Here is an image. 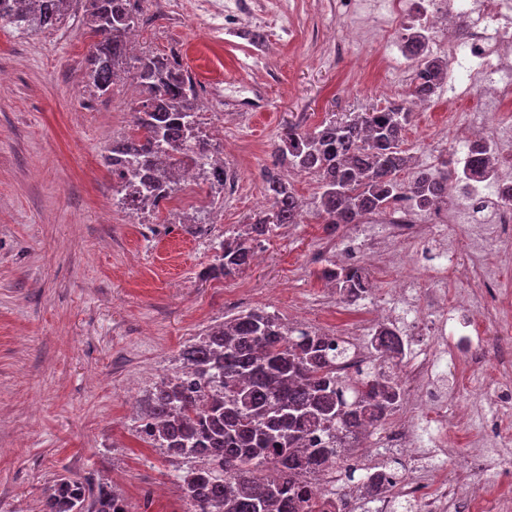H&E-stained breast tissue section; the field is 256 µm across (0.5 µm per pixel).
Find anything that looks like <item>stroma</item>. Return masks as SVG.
<instances>
[{
  "label": "stroma",
  "mask_w": 512,
  "mask_h": 512,
  "mask_svg": "<svg viewBox=\"0 0 512 512\" xmlns=\"http://www.w3.org/2000/svg\"><path fill=\"white\" fill-rule=\"evenodd\" d=\"M202 18L204 0H145L139 52L176 53L228 145L235 183L224 193L195 181L178 191L186 213L211 224H141L112 202L104 157L127 130L138 98L132 85L95 95L82 82L90 39L84 8L55 28H0V512H37L59 475L103 478L135 512H184L164 454L135 435L133 405L181 366L183 346L238 311L265 308L315 329L338 332L367 312L345 307L323 322L327 299L315 255L340 251L313 213L263 239L261 261L232 278L201 280L213 238L250 223L266 203L261 168L288 123L314 130L330 116L407 98L406 59L395 40L346 41L339 0H224ZM416 110L402 147L423 158L429 132L443 133L448 90ZM473 374L472 392L450 386ZM438 384L449 401L474 404L486 376L451 352ZM411 462L383 449L400 475L429 479L436 435L416 424Z\"/></svg>",
  "instance_id": "obj_1"
}]
</instances>
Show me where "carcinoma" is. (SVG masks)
<instances>
[{
  "label": "carcinoma",
  "instance_id": "obj_1",
  "mask_svg": "<svg viewBox=\"0 0 512 512\" xmlns=\"http://www.w3.org/2000/svg\"><path fill=\"white\" fill-rule=\"evenodd\" d=\"M71 0H0V26L26 31L55 27ZM132 0H85L93 41L84 79L100 95L110 92L126 58L127 39L138 28ZM420 33L406 45L415 63L412 96L434 99L446 70L430 55ZM140 91L132 125L112 139L105 164L132 157L131 169L154 167L142 184V206H158L177 191L184 170L182 153L204 155L212 144L201 137L197 86L176 54H144L134 60ZM410 109L392 103L381 109L323 121L313 131L295 125L281 135L271 164L261 176L269 206L242 232L224 236L212 264L199 277L228 278L242 272L262 238L282 224H299L302 200L282 177V169L318 178L316 216L331 231L358 224L408 192L426 208L448 197L455 171L415 168L407 186L398 181L411 156L401 148ZM198 173L213 188H224V164L214 160ZM318 277L349 299L371 288L365 272L331 264ZM376 362L354 377L334 375L350 355L348 343L307 326L288 325L278 313L250 309L212 327L186 345L180 356L200 382L191 390L179 373L163 378L148 394L137 435L153 448H177L189 464L179 481L186 512H319L320 495L306 474L334 458L350 483L372 485L351 462L344 439L380 425L399 403V365L407 350L399 337L378 333L370 341ZM266 472L259 480L255 473ZM125 500L109 482L58 477L41 501L42 512H124Z\"/></svg>",
  "mask_w": 512,
  "mask_h": 512
}]
</instances>
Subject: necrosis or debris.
<instances>
[{"instance_id":"necrosis-or-debris-1","label":"necrosis or debris","mask_w":512,"mask_h":512,"mask_svg":"<svg viewBox=\"0 0 512 512\" xmlns=\"http://www.w3.org/2000/svg\"><path fill=\"white\" fill-rule=\"evenodd\" d=\"M387 16H414L427 39H434L439 19L452 23L453 33L439 41L436 54L448 65V127L450 141L430 143V168L451 160L461 175L450 185L446 201L418 210L410 195L387 209L348 225L346 236L355 266L368 265L395 273L386 292L370 291L366 308L387 314L384 327L398 331L393 314L412 296L420 281L429 289L414 304L412 323L429 336L475 333L469 343L471 361L499 368L512 360V261L499 248L512 244V0H383ZM436 39V38H435ZM497 149L492 169L472 173L468 157L477 147ZM437 251V264L420 268L417 243ZM475 289L479 304L469 320L455 315L458 299L449 293V281ZM442 365L434 345L420 349L406 367L416 407L434 424L440 437L461 436L465 430L457 409L432 387ZM487 398L494 413L486 429L488 440L512 444V385L501 381ZM366 473L378 476L383 486L375 496V512H390L393 495L410 501L416 512H437L454 492L447 480L417 482L388 475L373 459L359 456Z\"/></svg>"}]
</instances>
